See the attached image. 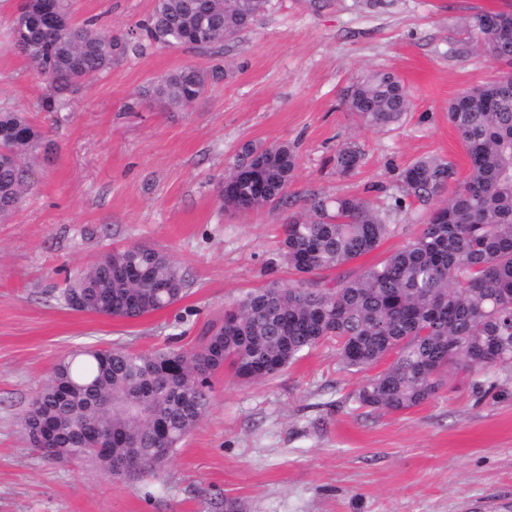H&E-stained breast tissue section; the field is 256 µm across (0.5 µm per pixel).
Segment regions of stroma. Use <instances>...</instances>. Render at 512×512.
Returning <instances> with one entry per match:
<instances>
[{"instance_id":"1","label":"stroma","mask_w":512,"mask_h":512,"mask_svg":"<svg viewBox=\"0 0 512 512\" xmlns=\"http://www.w3.org/2000/svg\"><path fill=\"white\" fill-rule=\"evenodd\" d=\"M17 0H0V110L21 109L49 138L30 160V186L0 220V512H512V383L460 372L403 413L358 407L365 373L343 369L335 341L274 377L217 374L200 422L154 474L105 476L89 462L44 458L21 417L54 365L86 346L189 349L203 327L250 290L293 276L279 259L282 226L310 196L356 195L379 206L397 175L440 156L466 175L448 103L490 81L500 62L457 56L471 17L512 0H271L239 37L208 50L147 45L74 86L70 106L44 112L49 79L12 44ZM154 0H70L75 21L120 30ZM184 66L223 68L189 110L140 106L142 88ZM384 70L411 107L370 129L348 112L347 87ZM298 155L287 200L225 211L220 188L244 142ZM346 142L363 163L337 175ZM425 208L391 216L380 247L347 264L357 275L402 247ZM168 252L186 272L185 297L127 321L69 309V277L112 248Z\"/></svg>"}]
</instances>
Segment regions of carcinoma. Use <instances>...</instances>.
Segmentation results:
<instances>
[{
  "mask_svg": "<svg viewBox=\"0 0 512 512\" xmlns=\"http://www.w3.org/2000/svg\"><path fill=\"white\" fill-rule=\"evenodd\" d=\"M48 24L33 10L14 18L19 52L54 84L41 102L59 112L73 86L112 69L134 47L208 48L232 41L270 0H156L153 12L128 30L96 31L71 21L65 0ZM479 51L512 65V10L483 11L468 25L457 55ZM223 70L182 67L144 89L139 100L184 108L196 103ZM348 111L369 128L398 124L409 110L401 79L371 71L344 96ZM469 158L458 180L455 165L438 157L414 161L398 174L402 196L380 210L351 196L314 197L282 226V256L298 279L247 292L224 310L190 350L151 353L84 347L54 367L22 417L28 438L61 462L91 461L114 479H135L175 450L211 401L212 379L229 370L244 381L270 378L306 350L336 339L345 369L388 362L356 394L361 408L402 412L431 400L459 368L486 375L512 368V72L462 92L448 104ZM44 141L26 113L0 112V206L20 203L32 152ZM353 143L336 151V173L362 164ZM260 167L263 189L238 176ZM297 156L288 144L242 145L220 190L224 208L257 210L283 199ZM428 206L418 232L360 275L325 281V273L376 250L390 232L389 213L403 199ZM182 267L164 251L130 245L105 252L78 272L63 298L84 295L88 312L136 320L186 294Z\"/></svg>",
  "mask_w": 512,
  "mask_h": 512,
  "instance_id": "obj_1",
  "label": "carcinoma"
}]
</instances>
